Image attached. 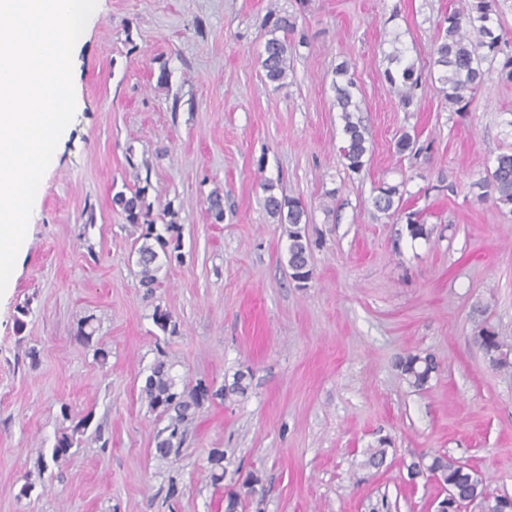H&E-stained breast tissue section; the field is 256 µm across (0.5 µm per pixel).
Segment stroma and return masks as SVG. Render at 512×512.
<instances>
[{
	"instance_id": "35a3bbf8",
	"label": "stroma",
	"mask_w": 512,
	"mask_h": 512,
	"mask_svg": "<svg viewBox=\"0 0 512 512\" xmlns=\"http://www.w3.org/2000/svg\"><path fill=\"white\" fill-rule=\"evenodd\" d=\"M458 3L97 0L72 51L74 118L0 295V512H224L213 448L262 476L243 512H436L440 487L409 486L404 468L436 453L512 496V377L473 341L483 320L512 340V210L477 188L512 150V84L449 107L429 50ZM272 7L306 38L279 87L260 63ZM395 49L422 71L408 105L384 77ZM343 61L368 129L357 174L338 151ZM405 131L418 153L396 152ZM143 177L157 223L170 203L182 226L181 258L149 300L134 229L112 208ZM269 182L306 206L307 287L291 280L285 227L265 211ZM387 184L402 192L391 216L372 205ZM217 188L220 224L206 211ZM409 212L428 238H410ZM157 307L176 334L155 325ZM89 314L87 346L75 332ZM161 352L191 385L252 372L245 396L204 404L168 461L154 455L165 421L141 392ZM408 353L438 363L425 389L395 366ZM83 417V443L53 461L68 419ZM383 436L384 464L360 468Z\"/></svg>"
}]
</instances>
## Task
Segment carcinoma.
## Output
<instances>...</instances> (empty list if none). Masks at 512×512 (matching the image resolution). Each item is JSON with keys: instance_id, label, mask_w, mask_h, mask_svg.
I'll return each instance as SVG.
<instances>
[{"instance_id": "carcinoma-1", "label": "carcinoma", "mask_w": 512, "mask_h": 512, "mask_svg": "<svg viewBox=\"0 0 512 512\" xmlns=\"http://www.w3.org/2000/svg\"><path fill=\"white\" fill-rule=\"evenodd\" d=\"M267 28L261 54V67L265 78L271 83H278L286 77L288 53L294 47L293 35L297 30L295 18L287 13L268 10L264 19ZM498 0H461L459 8L444 16L440 26L441 33L433 49V66L437 68L436 82L452 105H460L466 96L488 80V72L483 69L487 61L493 62L502 57L497 68V81L512 82V51L508 40L499 32ZM391 67L386 69V78L397 87L401 100L408 104L413 91L418 86L419 74L416 64L403 60L401 51L394 49L388 55ZM336 108L341 112L345 139L340 152L346 162V168L360 172L365 166L367 146V129L359 115V104L354 100L355 83L349 76V67H336ZM481 190L479 197H489L499 206L512 207V151L504 152L496 157L493 170L485 179L476 183ZM268 195L264 200L267 214L279 224H286L288 246L287 263L290 278L303 288L312 278L311 244L306 235L303 219L307 211L302 202L296 198L274 193L275 186L271 183L265 187ZM147 187H138L129 192L118 191L112 196L113 208L125 216L132 226L141 229L135 240L136 265L139 267V286L144 295L153 296L160 287V273L171 263L172 256L181 248V225L173 217L176 216L173 204L166 206V215L171 220L157 228L151 217V206L146 202ZM401 198L399 187L387 185L378 187V194L373 199L374 208L387 213L393 209ZM207 212L211 223H224V194L216 189L207 199ZM407 230L414 240L429 236V229L414 213L407 215ZM153 321L164 332L177 333L176 321L172 314L160 307H155ZM97 331L94 317L89 315L78 322L77 336L85 344H90ZM474 341L488 359L495 361V370L512 376V343L486 326L477 330ZM405 382L416 390L426 387L438 364L429 354L408 353L400 357L396 363ZM252 375L250 370H239L234 373L230 384L218 389L200 380L194 386L180 382L174 372V363L162 355L155 359L150 373L145 378L143 393L151 410L168 419V425L156 436L155 455L162 460L178 458L186 442L190 426L201 412L205 402L222 399L228 395L245 396L250 387ZM88 426V420L80 419L67 427L57 440L55 448H69L82 441ZM389 440L381 438L378 446L366 452L362 465L368 468L380 467L386 459ZM224 450L213 448L209 452L210 479L214 483L224 480ZM409 480L426 477L433 480L441 488H449L454 497L443 498L438 503L439 512H460L468 508L471 512H512V498L508 495L494 496L495 506H490L485 493L489 491L483 478L467 464L445 454L430 457L425 464L413 461L406 465ZM238 488L228 491L224 500V512H238L243 502L256 492V486L262 479L256 472H248L237 479Z\"/></svg>"}]
</instances>
